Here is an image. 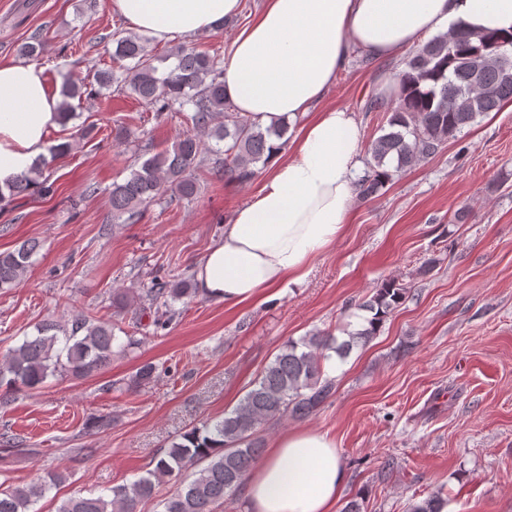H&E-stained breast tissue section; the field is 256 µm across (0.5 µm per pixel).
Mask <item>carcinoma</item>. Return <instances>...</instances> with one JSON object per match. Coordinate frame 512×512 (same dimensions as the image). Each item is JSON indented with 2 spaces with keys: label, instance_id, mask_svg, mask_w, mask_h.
<instances>
[{
  "label": "carcinoma",
  "instance_id": "cac0c4a2",
  "mask_svg": "<svg viewBox=\"0 0 512 512\" xmlns=\"http://www.w3.org/2000/svg\"><path fill=\"white\" fill-rule=\"evenodd\" d=\"M112 60L117 67L97 73V87L87 92L65 83L57 121L65 126L75 118L71 100L100 94L115 87L152 107L155 112H183L189 129L170 148L134 164L123 181L112 182L110 204L118 217L134 215L141 207L164 199L172 189L181 200L201 193L204 152L224 164V176L247 182L255 166L270 158L273 145L286 144L288 122L269 127L235 112L224 98L223 69L218 59L193 48L177 46L165 54L148 49L142 35L112 34ZM400 85L388 103L369 110L388 112L389 131L371 141L367 172L358 181L364 199L381 194L393 176L434 156L449 139L487 112H497L512 100V51L492 35L453 29L431 38L406 61ZM215 144H210V141ZM72 149L69 142L50 149L29 170L0 187V205L50 191L46 171ZM39 243L27 240L0 252V290L15 287L26 277ZM199 289L188 277L155 281L146 291H127L117 304L145 307L154 326L163 329L175 316L174 304L191 300ZM406 299V289L387 282L360 304L372 313L368 327L339 341L330 333L287 341L255 379L240 402L224 417L195 426L160 457L155 467L136 481L110 489L108 495H73L61 500L56 512H137L141 502L156 495L166 478L178 486L161 500L162 512H216L224 498L238 492L262 453L259 428L283 418L303 419L317 411L335 392V380L325 375L324 361L346 358L358 343L376 334L381 320ZM36 336L0 356V388L36 389L49 377H85L112 364L135 341L115 336V325L102 318L75 314L70 325L46 320L35 326ZM65 480L51 472L25 486H0V512H35L34 505ZM437 495L410 505V512H442Z\"/></svg>",
  "mask_w": 512,
  "mask_h": 512
}]
</instances>
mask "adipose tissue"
Instances as JSON below:
<instances>
[{"label":"adipose tissue","instance_id":"obj_1","mask_svg":"<svg viewBox=\"0 0 512 512\" xmlns=\"http://www.w3.org/2000/svg\"><path fill=\"white\" fill-rule=\"evenodd\" d=\"M128 26L158 42L217 31L240 0H112ZM460 26L512 36V0H262L230 44L224 96L262 126L308 115L289 157H273L258 190L195 267L206 297L237 306L302 283L340 237L363 169L362 131L342 108L318 109L353 50L386 59ZM60 98L33 62L0 63V185L46 151ZM347 483L328 433H281L246 476L250 512H332Z\"/></svg>","mask_w":512,"mask_h":512}]
</instances>
